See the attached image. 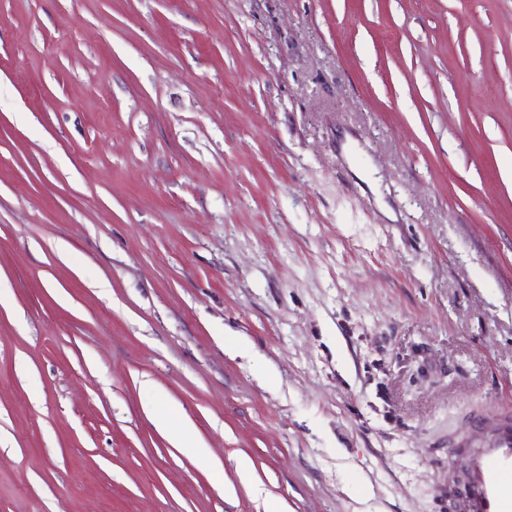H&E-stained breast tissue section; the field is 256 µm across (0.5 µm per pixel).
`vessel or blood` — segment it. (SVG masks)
<instances>
[{"mask_svg":"<svg viewBox=\"0 0 512 512\" xmlns=\"http://www.w3.org/2000/svg\"><path fill=\"white\" fill-rule=\"evenodd\" d=\"M464 483L448 491V512H512V418L499 417L494 436L465 449Z\"/></svg>","mask_w":512,"mask_h":512,"instance_id":"vessel-or-blood-1","label":"vessel or blood"}]
</instances>
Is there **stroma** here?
Listing matches in <instances>:
<instances>
[{
	"label": "stroma",
	"instance_id": "stroma-1",
	"mask_svg": "<svg viewBox=\"0 0 512 512\" xmlns=\"http://www.w3.org/2000/svg\"><path fill=\"white\" fill-rule=\"evenodd\" d=\"M494 409L512 0H0V512H443Z\"/></svg>",
	"mask_w": 512,
	"mask_h": 512
}]
</instances>
